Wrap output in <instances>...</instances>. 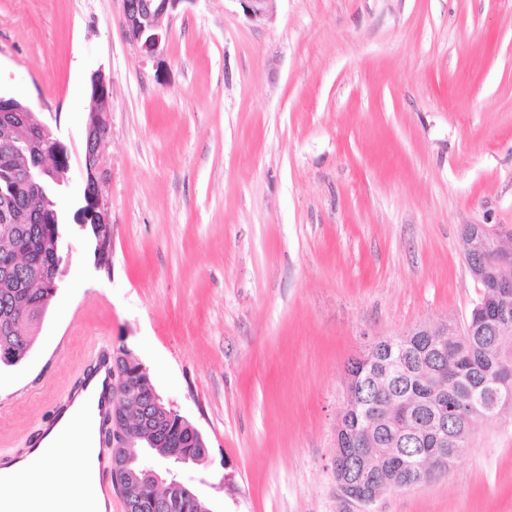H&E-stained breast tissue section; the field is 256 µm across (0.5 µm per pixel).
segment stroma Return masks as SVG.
<instances>
[{
    "mask_svg": "<svg viewBox=\"0 0 512 512\" xmlns=\"http://www.w3.org/2000/svg\"><path fill=\"white\" fill-rule=\"evenodd\" d=\"M163 68L121 0H0V95L68 147L58 288L0 366V449L54 415L106 339L202 434L175 465L211 512H339L344 367L421 322L465 321L460 237L512 228V0H183ZM112 81L103 198L112 270L83 200L89 80ZM376 512H512V412L447 475ZM277 0H237L243 13L252 20L265 21L273 17Z\"/></svg>",
    "mask_w": 512,
    "mask_h": 512,
    "instance_id": "stroma-1",
    "label": "stroma"
}]
</instances>
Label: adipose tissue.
Here are the masks:
<instances>
[{
	"label": "adipose tissue",
	"instance_id": "adipose-tissue-1",
	"mask_svg": "<svg viewBox=\"0 0 512 512\" xmlns=\"http://www.w3.org/2000/svg\"><path fill=\"white\" fill-rule=\"evenodd\" d=\"M72 412L85 420L75 429L55 423L38 452L0 470V512H105L99 485L96 425L91 406L78 400ZM67 470H60V463Z\"/></svg>",
	"mask_w": 512,
	"mask_h": 512
}]
</instances>
